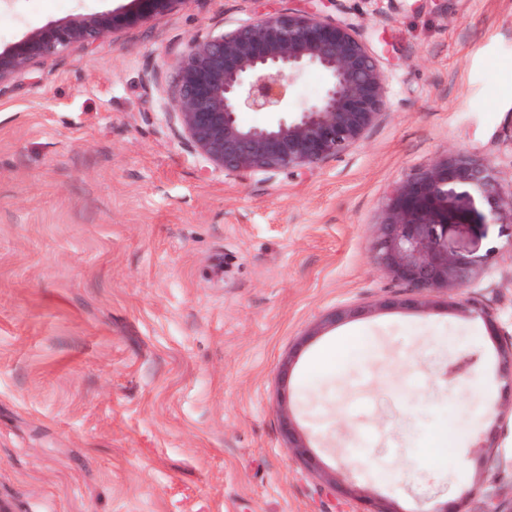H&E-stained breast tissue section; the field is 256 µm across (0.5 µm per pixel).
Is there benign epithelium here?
Listing matches in <instances>:
<instances>
[{
    "label": "benign epithelium",
    "instance_id": "1",
    "mask_svg": "<svg viewBox=\"0 0 512 512\" xmlns=\"http://www.w3.org/2000/svg\"><path fill=\"white\" fill-rule=\"evenodd\" d=\"M186 0H131L112 11L68 14L0 46V86L39 60L73 47H87L152 14ZM176 78L165 108L185 140L207 166L250 173L297 171L343 153L358 142L385 108L388 76L356 33L354 24L330 18L316 8L259 14L217 35H197L173 63ZM325 76L322 92L284 118L287 97L305 71ZM245 112L274 120L262 126L243 122ZM512 223V189L499 185L494 167L464 154L435 161L395 184L375 225L374 263L421 295L404 304L432 310V293L460 291L482 272L481 261L462 253L453 235L468 226ZM448 307L482 319L496 345L500 376L512 383V346L498 344L491 315L475 299ZM497 424L512 418V397L487 410ZM288 451L311 469L317 455L300 433L289 409L280 407ZM331 486L364 502L366 512H400L388 499L374 497L352 482L323 473ZM471 494L435 503L424 512H463Z\"/></svg>",
    "mask_w": 512,
    "mask_h": 512
}]
</instances>
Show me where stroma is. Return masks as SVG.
<instances>
[{
    "instance_id": "1",
    "label": "stroma",
    "mask_w": 512,
    "mask_h": 512,
    "mask_svg": "<svg viewBox=\"0 0 512 512\" xmlns=\"http://www.w3.org/2000/svg\"><path fill=\"white\" fill-rule=\"evenodd\" d=\"M128 0L0 7V45ZM282 0H185L0 86V504L8 512H362L289 454L419 512H512V224L460 246L492 315L405 306L371 241L392 185L451 152L512 187V0H331L389 79L385 113L301 171L202 174L163 113L173 61ZM355 316L318 335L339 308ZM339 361L324 362L337 343ZM495 449L478 463L482 429ZM280 419L283 431L288 440V451L294 456L305 462L314 471L320 470V464L317 455L312 449V446L306 441L304 436L300 433L295 419L289 412L285 405L280 407Z\"/></svg>"
}]
</instances>
